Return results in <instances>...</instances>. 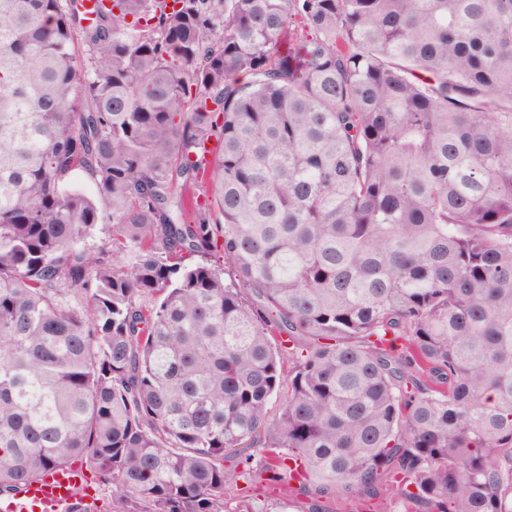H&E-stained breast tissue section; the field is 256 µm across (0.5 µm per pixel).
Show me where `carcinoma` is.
<instances>
[{
  "label": "carcinoma",
  "mask_w": 512,
  "mask_h": 512,
  "mask_svg": "<svg viewBox=\"0 0 512 512\" xmlns=\"http://www.w3.org/2000/svg\"><path fill=\"white\" fill-rule=\"evenodd\" d=\"M97 2L0 0V499L512 512V0ZM84 473L87 476V482L85 483L83 493L86 494L85 500L96 499L98 505H102L101 510L108 509L109 503L111 502L112 488L104 485L101 480L84 465ZM74 471H58L30 485L26 491L1 507L5 512H64L72 489L77 485ZM0 510V512H2Z\"/></svg>",
  "instance_id": "carcinoma-1"
}]
</instances>
